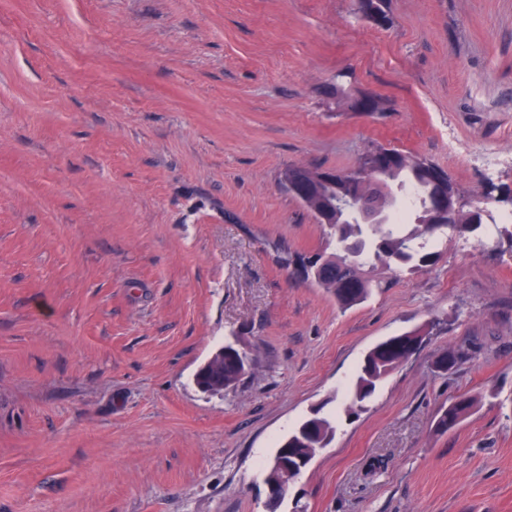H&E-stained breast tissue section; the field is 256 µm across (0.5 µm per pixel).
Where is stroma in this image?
I'll return each mask as SVG.
<instances>
[{"label": "stroma", "instance_id": "35a3bbf8", "mask_svg": "<svg viewBox=\"0 0 512 512\" xmlns=\"http://www.w3.org/2000/svg\"><path fill=\"white\" fill-rule=\"evenodd\" d=\"M388 5L379 29L356 0H0V512H265L279 441L417 328L278 512H512L505 207L346 311L277 261L326 242L292 165L383 144L463 200L512 188V0ZM234 341L251 371L199 391ZM422 331L415 329L379 343L364 357L345 396L342 413L356 414L375 393L378 384L397 370L420 346ZM476 402V398L471 395L458 396L448 407L440 411L436 421V430L445 433L456 427L471 412Z\"/></svg>", "mask_w": 512, "mask_h": 512}]
</instances>
